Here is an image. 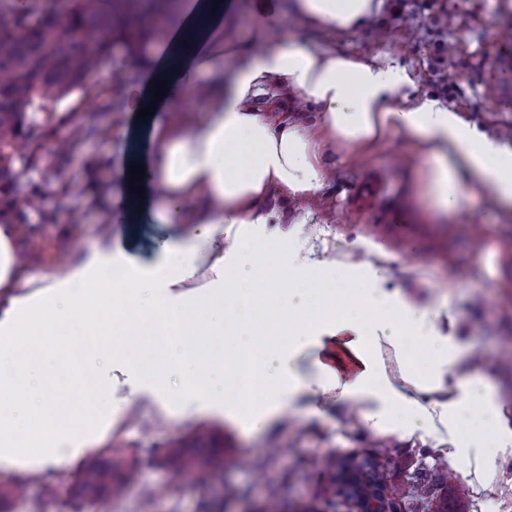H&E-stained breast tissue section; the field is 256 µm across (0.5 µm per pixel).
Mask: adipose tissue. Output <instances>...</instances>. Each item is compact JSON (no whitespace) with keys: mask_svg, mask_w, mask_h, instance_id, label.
Segmentation results:
<instances>
[{"mask_svg":"<svg viewBox=\"0 0 512 512\" xmlns=\"http://www.w3.org/2000/svg\"><path fill=\"white\" fill-rule=\"evenodd\" d=\"M382 0H295L315 29L351 31ZM232 0H182L154 65L127 91V113L154 104L145 153L118 168L145 167L144 196L126 191L131 214L161 199L159 220L191 224L190 243H167L157 262L136 265L103 243L34 277L23 268L14 225L0 224V468L61 465L112 430L124 399L144 398L182 416L207 412L249 434L287 411L319 413L318 396L355 406L374 430L409 438L443 428L465 471L474 449L483 468L512 448V411L490 386L461 369L465 345L441 332L444 311L407 301L387 286L391 244L360 240L367 261H326L266 205L272 194L306 199L327 180V158L403 133L423 160L418 182L439 219L464 210L485 188L512 207V146L491 140L448 107L409 97L407 69L340 53L292 33L263 39L227 81L202 86L205 66L224 57ZM169 92L153 99L152 81ZM296 94L318 109L313 125L273 119L261 96ZM203 99V113L189 103ZM82 340L69 374L68 405L56 401L59 375L26 341ZM112 357L99 367V347ZM360 365L351 378L329 363L331 346ZM249 356L244 393L229 396L217 358ZM185 384L173 392L170 371Z\"/></svg>","mask_w":512,"mask_h":512,"instance_id":"obj_1","label":"adipose tissue"}]
</instances>
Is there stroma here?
<instances>
[{"label":"stroma","mask_w":512,"mask_h":512,"mask_svg":"<svg viewBox=\"0 0 512 512\" xmlns=\"http://www.w3.org/2000/svg\"><path fill=\"white\" fill-rule=\"evenodd\" d=\"M274 3L279 18L265 27L257 0H234V11L224 20L225 44L252 47L259 36L279 37L297 29L331 50L383 56L407 69L412 95L438 100L489 138L512 145V104L498 95L505 76L485 65L488 56L502 53V34L512 30V0H418L409 15L399 13L397 0H383L376 17L351 32L296 28L291 0ZM163 43L152 37L134 50L116 44L88 77L86 90L73 91L49 111L28 113V120L53 131L57 112L68 108L74 131L66 151L48 138L37 161H30L29 147L16 153L19 187L44 182L50 167L61 178L55 192L25 211L33 236L16 241L32 276L50 272L63 255H85L107 234L113 247L143 265L156 262L163 242L193 235L192 225L160 223L150 209L128 223L111 217V198L122 191L117 169L126 92ZM99 88L106 90V100L93 98ZM108 100L113 103L109 109L104 106ZM328 164L327 184L315 201L299 205L276 195L271 206L285 222L303 219L302 232L322 260L363 261L357 243L368 235L408 242L410 256L398 253L387 263L388 288L417 304L447 306L451 321L442 324L443 333L470 348L463 369L512 403V210L500 207L487 188L451 225L439 223L416 195L421 160L400 133ZM399 213L405 223H395ZM198 430L214 433L225 454L236 460L206 485L175 479L149 454ZM389 449L400 456L399 467L385 466ZM91 451L136 457V477L118 497L80 512H199L200 503L219 495L224 498L221 512H298L315 503L327 478L317 464L328 454L340 461L374 459L387 489L404 493L418 482L442 493L455 449L441 434L400 440L376 433L357 411L333 401L321 414L292 413L269 432L248 435L221 417L183 418L138 399ZM82 465L78 459L43 470H1L0 483L16 489L12 512H29L36 502L44 512H79L72 485ZM455 479L469 490L461 502L464 512H512V449L498 457L494 470L473 462ZM272 487L279 492L273 501L267 496Z\"/></svg>","instance_id":"stroma-1"}]
</instances>
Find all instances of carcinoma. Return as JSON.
<instances>
[{
	"mask_svg": "<svg viewBox=\"0 0 512 512\" xmlns=\"http://www.w3.org/2000/svg\"><path fill=\"white\" fill-rule=\"evenodd\" d=\"M180 0H71L66 12L54 11L49 0H29L23 11L13 12L0 0V222L22 217L42 195L31 183L22 190L13 171L15 142L23 135L25 110L46 111L59 98L82 88L86 79L110 53L118 37L135 47L142 25L149 19L165 27L177 15ZM38 24L29 23L31 15ZM212 436L198 432L187 441L161 449L160 463L180 480L200 484L211 481L218 463H227L221 449L208 447ZM329 480L319 494L328 501L341 496L336 490V458L321 461ZM136 469V460L93 455L73 486L74 496L90 504L105 502L124 490ZM452 498H442L436 512H455L452 505L467 497L459 483L450 486ZM431 492L412 486L407 498L413 512L430 507Z\"/></svg>",
	"mask_w": 512,
	"mask_h": 512,
	"instance_id": "carcinoma-1",
	"label": "carcinoma"
}]
</instances>
